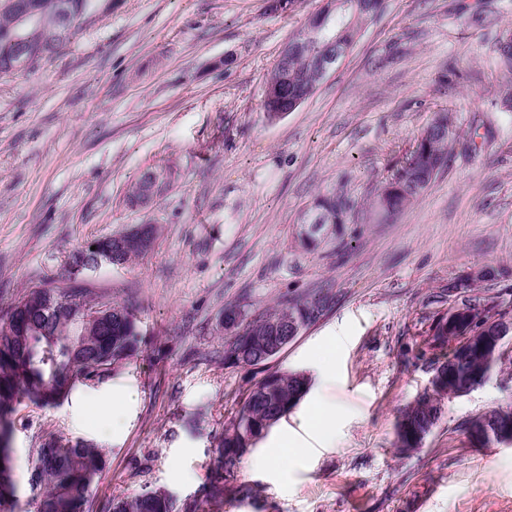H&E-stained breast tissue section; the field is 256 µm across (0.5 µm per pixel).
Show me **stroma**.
Segmentation results:
<instances>
[{"label":"stroma","instance_id":"stroma-1","mask_svg":"<svg viewBox=\"0 0 512 512\" xmlns=\"http://www.w3.org/2000/svg\"><path fill=\"white\" fill-rule=\"evenodd\" d=\"M110 2L63 51L0 76V306L67 279L85 241L154 224L134 263L82 275L93 296L135 301L147 345L57 407L20 405L14 512H32L25 457L44 427L104 448L89 512L147 487L197 495L215 435L262 377L207 361L224 343L225 305L314 291L329 308L271 363L309 373L310 391L244 457V491L223 512H512V445L481 448L466 432L512 404V339L502 372L445 399L418 450L393 446L401 411L432 376L434 315L474 298L512 312V110L500 100L512 72L496 54L512 0H385L316 93L274 123L266 77L320 0L290 15L265 0ZM443 109L472 148L396 219L354 217L303 245L316 195L366 201ZM148 172L154 196L132 206ZM457 278L466 288L445 295ZM127 391L132 405L101 414ZM323 403L336 409L326 442L304 426ZM284 433L299 447L288 469L255 467Z\"/></svg>","mask_w":512,"mask_h":512}]
</instances>
